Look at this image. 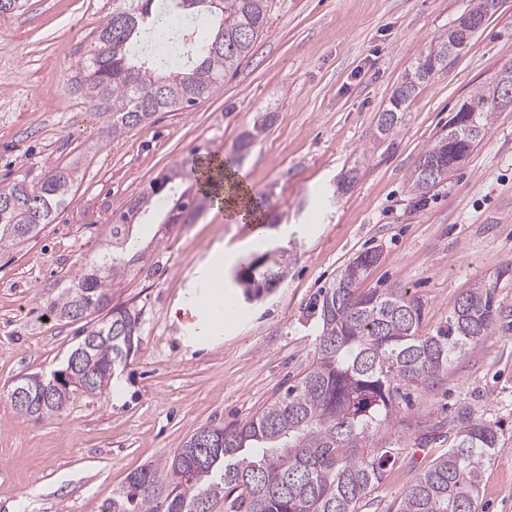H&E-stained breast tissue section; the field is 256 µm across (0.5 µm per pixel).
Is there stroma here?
Segmentation results:
<instances>
[{
  "label": "stroma",
  "mask_w": 512,
  "mask_h": 512,
  "mask_svg": "<svg viewBox=\"0 0 512 512\" xmlns=\"http://www.w3.org/2000/svg\"><path fill=\"white\" fill-rule=\"evenodd\" d=\"M113 0H26L0 17V184L38 179L78 161L80 180L53 223L0 250V512H102L114 488L172 456L200 427L261 412L313 361L318 335L305 307L355 254L377 250L368 288L402 287L426 306L424 329L444 325L480 279H497L501 317L486 341L448 368L442 384L411 390V415L447 422L470 404L499 427L478 512H512V106L447 181L419 198L407 176L459 105L512 67V0L409 103L376 130L401 74L478 0H274L267 29L237 72L185 111L158 112L112 137L76 85L78 63ZM269 129L241 168L267 204V249L285 252L282 283L260 301L232 300L224 339L186 345L173 305L204 286L196 271L217 247L236 250L225 285L258 256L254 228L205 203L193 223L161 233L163 211L134 225L141 261L110 287L111 303L141 312L139 344L102 397L79 396L57 417L16 413L20 378L63 366L85 321L49 315L46 302L109 240L112 217L183 161L236 158L263 114ZM356 176L347 191L338 182ZM298 235L284 237V226ZM448 449L430 438L403 454L363 512H394L410 482Z\"/></svg>",
  "instance_id": "1"
}]
</instances>
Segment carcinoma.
Wrapping results in <instances>:
<instances>
[{
    "mask_svg": "<svg viewBox=\"0 0 512 512\" xmlns=\"http://www.w3.org/2000/svg\"><path fill=\"white\" fill-rule=\"evenodd\" d=\"M272 0H115L100 27L96 45L80 63L86 71L85 95L94 115L106 119L107 132L121 136L157 112H175L209 97L224 77L237 71L267 28ZM170 19L176 36L158 25ZM471 14L448 28L420 52L399 79L389 106L379 113L385 134L402 119L406 105L448 58L480 28ZM163 39L182 50L176 63L150 51ZM512 92V68L498 72L457 109L448 125L421 154L437 163L436 175L416 164L407 178L411 192L423 196L448 176L482 142L490 125L487 105L503 108ZM261 117L239 145L245 150L268 128ZM179 169L170 170L112 218V250L87 264L74 283L61 289L47 310L60 318L100 319L83 330L65 368L79 370L68 392L49 399L41 375H26L28 399H12L15 411L37 420L58 416L77 394H107L117 369L138 342L141 314L110 306L112 281L140 257L129 255L130 227L149 215L152 197L167 189L177 194L163 224H187L201 200L179 191ZM78 181L69 165H50L35 183L26 178L0 185V248L17 246L54 221ZM376 251L355 254L336 279L309 302L307 313L319 334L314 360L285 394L260 413L230 428L202 427L172 456L128 474L112 490L103 512H206L224 500V512H361L404 451L389 426L413 417L400 414L407 387L439 384L448 366L496 328L497 283L477 281L456 302L448 322L435 333L422 327V300L404 288L360 289L377 263ZM252 265L238 274L247 297L272 291L286 276ZM497 426L467 406L448 426V451L406 489L395 512H478L482 474L494 456Z\"/></svg>",
    "mask_w": 512,
    "mask_h": 512,
    "instance_id": "obj_1",
    "label": "carcinoma"
}]
</instances>
